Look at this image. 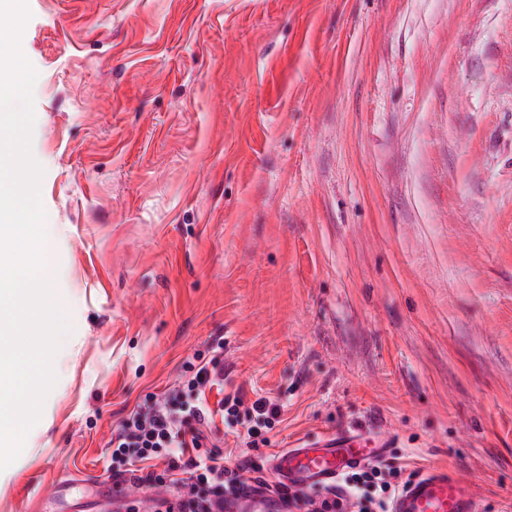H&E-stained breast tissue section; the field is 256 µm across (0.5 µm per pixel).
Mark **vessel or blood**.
I'll return each mask as SVG.
<instances>
[{"mask_svg": "<svg viewBox=\"0 0 512 512\" xmlns=\"http://www.w3.org/2000/svg\"><path fill=\"white\" fill-rule=\"evenodd\" d=\"M388 441L362 431H337L319 448H288L271 460V471L290 491L328 486L351 470L383 458ZM224 512H289L282 496L259 485L229 492ZM390 512H477L471 487L457 476L430 470L412 478L393 499Z\"/></svg>", "mask_w": 512, "mask_h": 512, "instance_id": "vessel-or-blood-1", "label": "vessel or blood"}]
</instances>
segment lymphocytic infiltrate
<instances>
[{"label": "lymphocytic infiltrate", "mask_w": 512, "mask_h": 512, "mask_svg": "<svg viewBox=\"0 0 512 512\" xmlns=\"http://www.w3.org/2000/svg\"><path fill=\"white\" fill-rule=\"evenodd\" d=\"M223 381V371L201 366L187 384L194 402L176 408L162 397L132 412L110 441L112 459L119 464L116 476H132L134 485L147 488L172 477L177 495L175 501L167 503L166 512H214L215 502L243 483L240 470L225 467L223 456L207 446V427L218 419L238 420L245 404L237 393L224 396L217 405H209L207 387L222 385ZM150 460L163 461V472H140V463ZM364 486L379 489V512H389L403 483L398 472L383 471L376 463L343 475L326 496L317 500L289 492L282 484L276 485L275 490L287 497L296 512H348L357 504L358 492Z\"/></svg>", "instance_id": "f902f5d3"}]
</instances>
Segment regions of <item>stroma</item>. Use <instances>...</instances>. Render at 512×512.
Returning <instances> with one entry per match:
<instances>
[{"instance_id": "1", "label": "stroma", "mask_w": 512, "mask_h": 512, "mask_svg": "<svg viewBox=\"0 0 512 512\" xmlns=\"http://www.w3.org/2000/svg\"><path fill=\"white\" fill-rule=\"evenodd\" d=\"M73 330L0 512H107L113 430L191 362L512 512V0H28Z\"/></svg>"}]
</instances>
